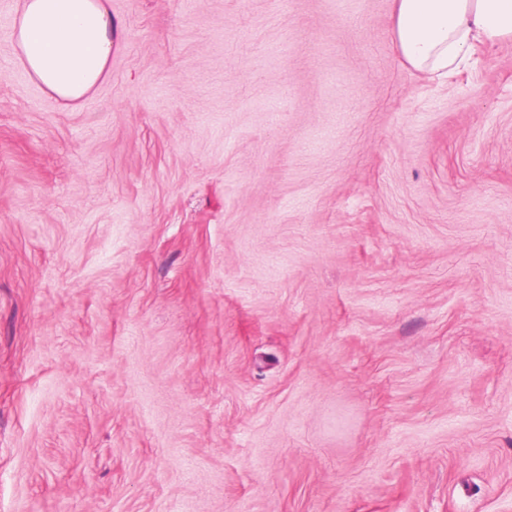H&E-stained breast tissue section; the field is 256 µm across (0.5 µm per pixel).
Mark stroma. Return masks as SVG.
<instances>
[{
    "mask_svg": "<svg viewBox=\"0 0 512 512\" xmlns=\"http://www.w3.org/2000/svg\"><path fill=\"white\" fill-rule=\"evenodd\" d=\"M0 0V512H512V41L394 0H107L80 103ZM394 1L399 53L425 75H450L477 45L512 40V0Z\"/></svg>",
    "mask_w": 512,
    "mask_h": 512,
    "instance_id": "35a3bbf8",
    "label": "stroma"
}]
</instances>
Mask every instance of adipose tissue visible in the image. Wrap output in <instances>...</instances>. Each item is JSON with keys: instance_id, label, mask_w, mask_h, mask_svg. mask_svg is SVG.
<instances>
[{"instance_id": "1", "label": "adipose tissue", "mask_w": 512, "mask_h": 512, "mask_svg": "<svg viewBox=\"0 0 512 512\" xmlns=\"http://www.w3.org/2000/svg\"><path fill=\"white\" fill-rule=\"evenodd\" d=\"M393 33L411 68L449 75L477 45L512 40V0H395ZM14 39L23 69L76 102L108 73L112 14L105 0H20Z\"/></svg>"}]
</instances>
